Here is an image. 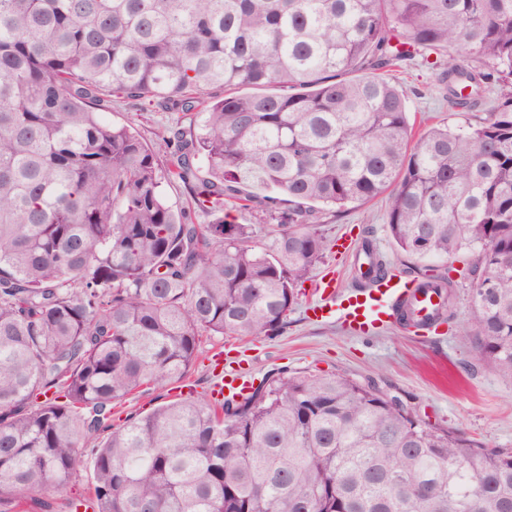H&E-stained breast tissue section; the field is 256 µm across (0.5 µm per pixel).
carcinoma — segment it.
Instances as JSON below:
<instances>
[{"label": "carcinoma", "mask_w": 512, "mask_h": 512, "mask_svg": "<svg viewBox=\"0 0 512 512\" xmlns=\"http://www.w3.org/2000/svg\"><path fill=\"white\" fill-rule=\"evenodd\" d=\"M422 51L451 108L498 83L482 121L412 133L386 72ZM114 97L182 117L149 144ZM244 173L275 191L264 247L196 223L253 207ZM380 196L401 252L494 278L471 359L512 377V0H0V512H512V448L335 373L112 427L203 337L279 333L331 249L317 207ZM86 453L92 493L57 503Z\"/></svg>", "instance_id": "obj_1"}]
</instances>
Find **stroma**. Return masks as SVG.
<instances>
[{
  "mask_svg": "<svg viewBox=\"0 0 512 512\" xmlns=\"http://www.w3.org/2000/svg\"><path fill=\"white\" fill-rule=\"evenodd\" d=\"M388 78L404 94L412 120L443 125L473 123L481 117L477 110L461 116L449 109L437 89L435 67L422 57L404 62ZM107 117L118 124L133 123L150 141L168 115L117 99ZM320 225L332 241L340 237L372 241L391 269L416 278L418 261L398 250L387 233L384 201L377 199L339 216L322 211ZM329 273L335 274L341 287L353 277L347 258L328 252L303 283L280 335L205 337L185 380H171L131 396L119 407L114 425L178 395L180 383L189 384L199 394L210 392L218 380L214 359L226 354L238 362L241 372L257 379L273 372L327 371L374 381L400 396L426 423L461 430L491 450L512 448V378L491 366L472 364L470 359L472 339L465 331L471 320L470 282L458 281L453 316L437 330L419 332L394 322L360 333L336 320L315 316L313 308L319 301L315 283Z\"/></svg>",
  "mask_w": 512,
  "mask_h": 512,
  "instance_id": "35a3bbf8",
  "label": "stroma"
}]
</instances>
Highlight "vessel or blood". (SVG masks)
Listing matches in <instances>:
<instances>
[{"label": "vessel or blood", "instance_id": "b4317fda", "mask_svg": "<svg viewBox=\"0 0 512 512\" xmlns=\"http://www.w3.org/2000/svg\"><path fill=\"white\" fill-rule=\"evenodd\" d=\"M322 316L337 317L351 328L364 331L395 320L400 314L409 315L420 328L431 324L441 300L432 287L390 275L367 289L340 296L333 279L320 278L318 285ZM252 386L251 378L226 366L216 383V393L242 395Z\"/></svg>", "mask_w": 512, "mask_h": 512}]
</instances>
